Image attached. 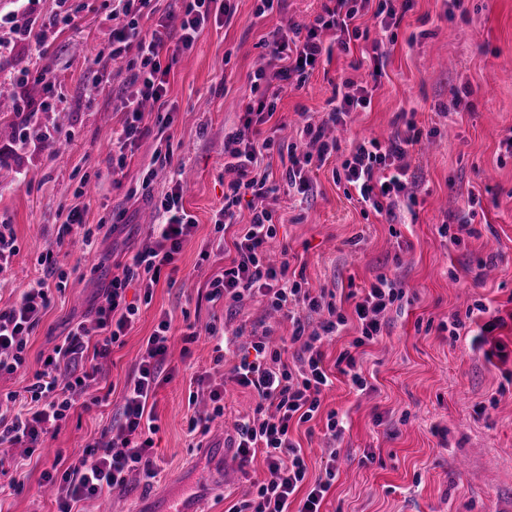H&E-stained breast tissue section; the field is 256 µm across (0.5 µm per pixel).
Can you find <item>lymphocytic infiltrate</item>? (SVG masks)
<instances>
[{"instance_id":"lymphocytic-infiltrate-1","label":"lymphocytic infiltrate","mask_w":512,"mask_h":512,"mask_svg":"<svg viewBox=\"0 0 512 512\" xmlns=\"http://www.w3.org/2000/svg\"><path fill=\"white\" fill-rule=\"evenodd\" d=\"M152 0H118L117 11L124 20L112 31V59L124 63L128 72L127 92L116 106L123 113L121 128L112 137L111 167L122 174L141 141L148 135L165 140L167 122L157 129L145 123L144 103L166 111L169 67L163 66L164 53L190 50L200 32L212 21L230 15V0H184L180 14L156 15ZM413 7V0H333L312 22L289 24L275 29L264 42L266 48L253 72L252 84L260 87L271 81L287 83L296 79L305 84L323 56L339 52L358 53V65L367 66L373 81L385 76L390 50L397 40L396 30ZM372 14L379 30L370 36L359 20ZM278 91H262L254 106L248 107L239 127L224 136V172L230 180L224 202L215 212V227L223 231L236 227L234 255L220 276L209 284L207 299L224 303L229 314H236L247 300L259 297L267 310L279 313L292 326L288 345L291 360H284L283 348L271 347L268 332L253 334L249 343L253 357H242L230 373H223L225 356L216 353L213 370L192 380L196 390L206 392L213 404L212 414L194 413L190 431L206 432L212 415L222 414L224 377L250 389L257 397L254 417L242 418L236 426L233 444L241 465L263 456L266 477L258 484L254 497L232 506L229 512H321L324 499L338 474L336 451L328 449L324 474L309 479L308 466L298 442L293 440L294 425L314 419L321 408V393L331 386L332 373L347 378L351 386L366 390L369 382L362 370L361 349L382 337L383 314L406 296L400 280L380 274L362 288L349 289L345 306L330 301L326 289L310 288L304 275H289V261L273 264L267 246L278 234L275 222L281 187L302 196L313 191L312 169L325 165L339 154L337 140L326 137L328 126L346 125L353 112L368 109L371 88L344 80L334 87L332 108L319 122H305L302 136L316 143V152L288 148V166L282 180L271 178L263 168L265 156L276 145V133L268 124L277 110ZM425 133L414 121H406L386 140L365 139L355 143L341 168L343 196L361 213H375L387 223L398 220L402 208L416 204V177L411 170L412 155L420 150ZM340 155V154H339ZM247 205L251 218L238 224L237 209ZM157 222L152 244L129 256L121 275L110 281L104 304L95 315L100 337L93 348H86L85 330L76 326L53 357L28 379L25 396L9 392L6 408L0 409V446L27 444L36 448L43 438L55 434L74 400L72 394L85 383L77 368L86 355L108 358L114 344L132 327L139 316L137 303L128 301L127 289L138 284L144 301H151L160 282H173L178 272V257L196 228V220L183 204V186L174 183L155 204ZM41 274L16 303L0 308V374H14L26 367L27 338L38 326L52 301L51 289L62 286L65 275L53 253L39 259ZM473 310L488 314L480 325L477 341L489 344L490 356L499 362L512 358L495 331L512 322V309L491 310L477 301ZM319 323H312V316ZM353 326L356 335L326 367L324 338L344 326ZM171 322L161 318L146 340V358L128 379L121 404L109 426L81 455L63 468L44 471L43 478L57 487V512H77L83 499L123 489L131 471L154 477L157 466L149 454L152 436L159 430L151 405L157 387L171 375Z\"/></svg>"}]
</instances>
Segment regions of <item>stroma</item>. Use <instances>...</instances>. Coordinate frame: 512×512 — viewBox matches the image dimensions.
Wrapping results in <instances>:
<instances>
[{"label":"stroma","mask_w":512,"mask_h":512,"mask_svg":"<svg viewBox=\"0 0 512 512\" xmlns=\"http://www.w3.org/2000/svg\"><path fill=\"white\" fill-rule=\"evenodd\" d=\"M322 4L283 0L280 9L260 15L256 0H234L231 18L205 27L189 52L162 56L170 68L173 158L157 168L145 192L143 163L156 147L154 137L143 139L120 179L108 172L112 133L123 118L115 105L126 91L124 66L112 60L116 0H0V16L9 21L0 28V88L14 92L16 110L15 135L0 138V222L12 226L18 246L0 277V307L30 287L45 250L68 272L65 290L54 293L28 338L26 372L1 375L0 391H22L28 373L77 324L95 330V310L109 281L121 274V261L151 242L149 195L164 194L176 172L191 175L184 205L197 220L174 283L155 288L122 344L76 388L56 436L36 452L18 444L0 457V512H55L44 470L57 456L80 454L109 425L163 315L173 327V377L156 395L158 474L151 480L135 475L124 489L86 499L81 512H99L105 504L112 512H154L203 467L231 470L207 505L208 512H228L264 478L262 458L241 465L226 445L240 417L254 410L253 392L225 381L223 417L196 436L188 419L211 412L212 403L205 394L189 402V384L213 366L216 341L204 335L206 324L267 327L276 338L287 336L288 325L270 317L258 298L232 317L209 303L208 285L223 271L224 257L204 260L200 252L217 238L212 216L224 199V135L254 97L251 76L263 41L275 28L313 20ZM52 20L58 26L46 49L12 34ZM347 78L375 90L368 111L331 129L342 149L357 138H386L409 117L438 134L412 159L418 204L401 223L362 216L328 165L311 172L308 200L280 198L273 263L288 259L314 288H359L384 273L398 277L408 296L386 313L382 340L366 350L369 389L357 393L336 380L324 394L322 415L294 430L310 477L321 474L327 448L336 450L340 470L322 512H512V383L502 375L512 361L500 366L471 337L455 341L439 329L474 301L494 308L512 296V155L502 145L512 133V0H463L453 10L445 0H414L380 83L367 68H354L352 56L333 55L303 87L291 84L280 93L278 118L292 129L302 115L321 116L334 86ZM59 142L68 146L66 157L54 153ZM472 192L482 199L473 234L457 242L440 236V224L460 222ZM78 203L94 231L88 248L81 237L58 236L61 209ZM115 215L121 218L116 225ZM190 323L201 334L188 344L183 336ZM330 410L348 422L334 443L324 435ZM221 445L225 453L216 454Z\"/></svg>","instance_id":"obj_1"}]
</instances>
